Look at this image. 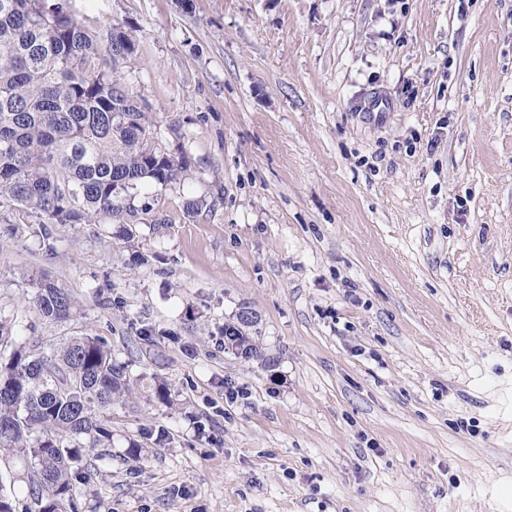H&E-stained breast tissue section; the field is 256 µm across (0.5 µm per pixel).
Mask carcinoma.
<instances>
[{
  "mask_svg": "<svg viewBox=\"0 0 512 512\" xmlns=\"http://www.w3.org/2000/svg\"><path fill=\"white\" fill-rule=\"evenodd\" d=\"M112 64L99 62L96 36L45 0H0V207L34 213L41 224H111L131 237L154 210L146 186L165 189L189 176L186 156L159 143L156 121L126 86L117 64L136 39L119 26L106 36ZM34 305L51 321L78 303L51 282ZM224 352L257 359L259 346L240 320L224 324ZM0 461L28 469L37 512H78L73 474L98 448L112 447V406L127 405L136 382L96 336H76L41 350L17 343L0 321ZM152 399L174 404L169 383L153 378Z\"/></svg>",
  "mask_w": 512,
  "mask_h": 512,
  "instance_id": "1",
  "label": "carcinoma"
}]
</instances>
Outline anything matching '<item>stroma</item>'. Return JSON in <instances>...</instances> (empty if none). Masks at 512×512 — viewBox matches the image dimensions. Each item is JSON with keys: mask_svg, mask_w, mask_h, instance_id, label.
<instances>
[{"mask_svg": "<svg viewBox=\"0 0 512 512\" xmlns=\"http://www.w3.org/2000/svg\"><path fill=\"white\" fill-rule=\"evenodd\" d=\"M66 5L134 30L125 82L191 163L128 242L0 213L17 341L171 385L113 407L80 512H512V0ZM244 307L258 361L224 351ZM33 302L42 317L55 322L68 320L78 309L77 301L67 289L45 281L38 284Z\"/></svg>", "mask_w": 512, "mask_h": 512, "instance_id": "stroma-1", "label": "stroma"}]
</instances>
